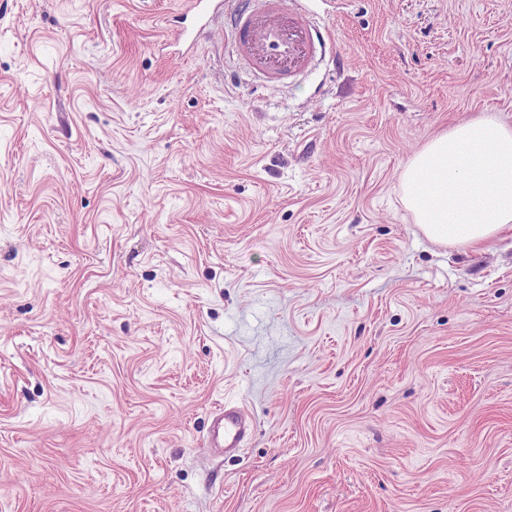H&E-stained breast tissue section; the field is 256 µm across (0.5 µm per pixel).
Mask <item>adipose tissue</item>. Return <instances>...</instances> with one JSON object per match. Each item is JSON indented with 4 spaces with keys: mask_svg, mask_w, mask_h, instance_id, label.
<instances>
[{
    "mask_svg": "<svg viewBox=\"0 0 512 512\" xmlns=\"http://www.w3.org/2000/svg\"><path fill=\"white\" fill-rule=\"evenodd\" d=\"M399 181L428 238L477 246L512 224V128L492 117L453 126L408 160Z\"/></svg>",
    "mask_w": 512,
    "mask_h": 512,
    "instance_id": "adipose-tissue-1",
    "label": "adipose tissue"
}]
</instances>
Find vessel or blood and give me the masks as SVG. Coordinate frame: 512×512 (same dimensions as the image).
<instances>
[{
    "instance_id": "obj_1",
    "label": "vessel or blood",
    "mask_w": 512,
    "mask_h": 512,
    "mask_svg": "<svg viewBox=\"0 0 512 512\" xmlns=\"http://www.w3.org/2000/svg\"><path fill=\"white\" fill-rule=\"evenodd\" d=\"M232 34L247 67L274 84L293 80L307 71L316 55L334 47L304 0H256L252 10L235 17ZM252 431L253 419L247 411L228 404L215 412L207 443L216 451L234 453Z\"/></svg>"
}]
</instances>
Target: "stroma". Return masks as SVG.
<instances>
[{
  "label": "stroma",
  "instance_id": "35a3bbf8",
  "mask_svg": "<svg viewBox=\"0 0 512 512\" xmlns=\"http://www.w3.org/2000/svg\"><path fill=\"white\" fill-rule=\"evenodd\" d=\"M223 2L0 0V512H512V226L436 244L397 179L512 126V0H309L282 85ZM253 422L244 408L224 404V409H218L211 421L207 436L209 448L226 454L237 452L251 435Z\"/></svg>",
  "mask_w": 512,
  "mask_h": 512
}]
</instances>
